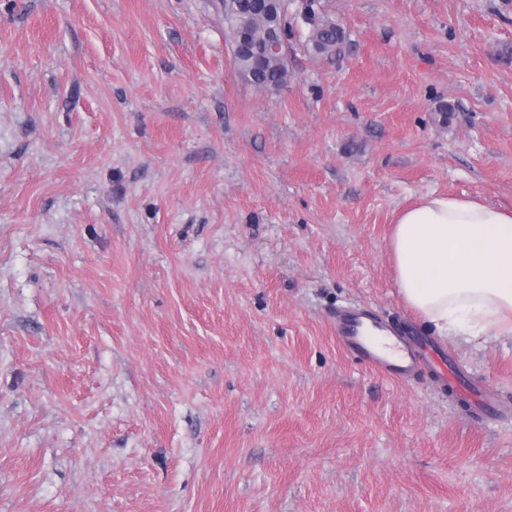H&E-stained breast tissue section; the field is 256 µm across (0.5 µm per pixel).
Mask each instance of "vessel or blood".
Here are the masks:
<instances>
[{"mask_svg": "<svg viewBox=\"0 0 512 512\" xmlns=\"http://www.w3.org/2000/svg\"><path fill=\"white\" fill-rule=\"evenodd\" d=\"M336 336L341 347L384 376L411 381L423 369L437 370L439 355L414 337L401 332L381 317L361 308L336 316ZM450 391L471 398L488 415L499 414L503 405L491 392L468 385L455 371L442 374Z\"/></svg>", "mask_w": 512, "mask_h": 512, "instance_id": "b4317fda", "label": "vessel or blood"}]
</instances>
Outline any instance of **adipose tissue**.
<instances>
[{
	"mask_svg": "<svg viewBox=\"0 0 512 512\" xmlns=\"http://www.w3.org/2000/svg\"><path fill=\"white\" fill-rule=\"evenodd\" d=\"M406 304L436 336L512 334V209L428 194L391 236Z\"/></svg>",
	"mask_w": 512,
	"mask_h": 512,
	"instance_id": "adipose-tissue-1",
	"label": "adipose tissue"
}]
</instances>
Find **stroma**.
<instances>
[{
    "label": "stroma",
    "mask_w": 512,
    "mask_h": 512,
    "mask_svg": "<svg viewBox=\"0 0 512 512\" xmlns=\"http://www.w3.org/2000/svg\"><path fill=\"white\" fill-rule=\"evenodd\" d=\"M315 9L264 92L224 0H0V512H512V336L433 340L485 416L335 329L420 328L421 196L512 209V0ZM316 25L308 35L307 44L320 54H333L340 50V44L345 40L344 28L336 21L319 14ZM336 336L344 350L390 379L408 382L422 369L435 370L448 390L470 397L485 414L497 415L504 408L494 394L466 384L455 371H439L438 362L444 360L436 352L367 310L351 308L337 314Z\"/></svg>",
    "instance_id": "stroma-1"
}]
</instances>
